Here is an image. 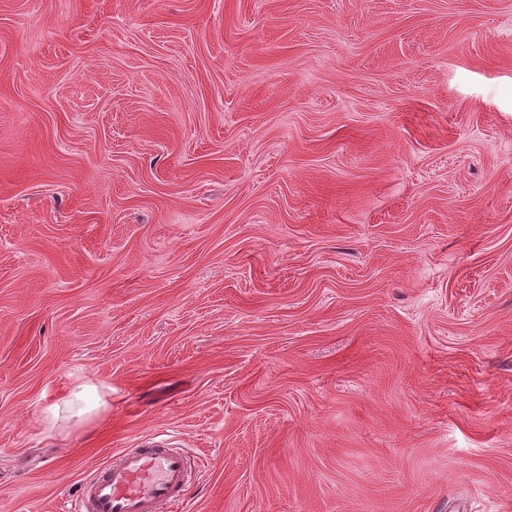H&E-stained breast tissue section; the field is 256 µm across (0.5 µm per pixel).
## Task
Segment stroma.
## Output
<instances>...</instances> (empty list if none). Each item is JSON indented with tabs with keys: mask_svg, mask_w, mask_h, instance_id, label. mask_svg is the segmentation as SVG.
Returning a JSON list of instances; mask_svg holds the SVG:
<instances>
[{
	"mask_svg": "<svg viewBox=\"0 0 512 512\" xmlns=\"http://www.w3.org/2000/svg\"><path fill=\"white\" fill-rule=\"evenodd\" d=\"M158 434L184 512H512V0H0V512Z\"/></svg>",
	"mask_w": 512,
	"mask_h": 512,
	"instance_id": "obj_1",
	"label": "stroma"
}]
</instances>
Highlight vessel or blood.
I'll list each match as a JSON object with an SVG mask.
<instances>
[{
  "label": "vessel or blood",
  "instance_id": "b4317fda",
  "mask_svg": "<svg viewBox=\"0 0 512 512\" xmlns=\"http://www.w3.org/2000/svg\"><path fill=\"white\" fill-rule=\"evenodd\" d=\"M200 476L187 449L143 440L91 470L70 512H178Z\"/></svg>",
  "mask_w": 512,
  "mask_h": 512
}]
</instances>
